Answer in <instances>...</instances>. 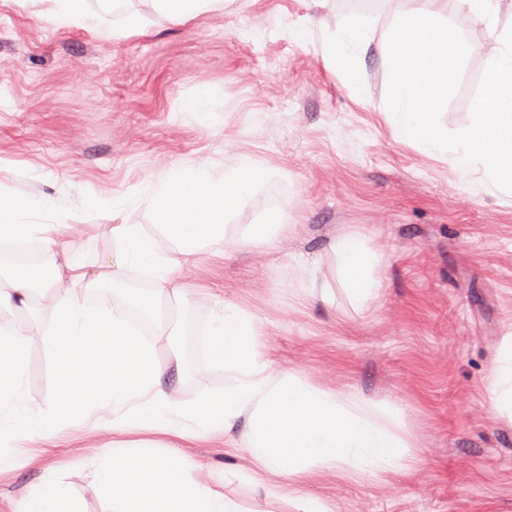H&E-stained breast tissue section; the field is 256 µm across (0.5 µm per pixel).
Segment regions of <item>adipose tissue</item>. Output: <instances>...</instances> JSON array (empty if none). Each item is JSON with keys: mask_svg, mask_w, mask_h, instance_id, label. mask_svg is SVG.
Segmentation results:
<instances>
[{"mask_svg": "<svg viewBox=\"0 0 512 512\" xmlns=\"http://www.w3.org/2000/svg\"><path fill=\"white\" fill-rule=\"evenodd\" d=\"M56 27L82 26L93 15L88 0H21ZM148 13H128L107 37L119 40L141 30L148 16L184 23L224 8V0H144ZM365 38L362 22L350 19L329 48L333 63L355 88L362 76L353 53ZM270 175L248 156L215 168L186 162L157 179L150 198L154 224L170 241L159 252L140 225L116 224L118 248L111 260L95 267L72 261L75 241L65 217L35 221L42 203L24 186L0 194V240L38 242L48 277L27 266L0 274V316L10 315L0 329V415L12 434L37 428L51 436L75 421L108 414L127 432L184 429L220 435L228 448L242 449L256 471L285 476L302 512H333L311 489L317 476L400 475L409 470L410 444L402 422L377 403L330 388L291 372L268 370L267 341L261 322L231 305L218 309L208 327V354L221 366L229 384L219 397L193 402L173 398L170 375H183L181 358L160 365L158 344L177 335L178 325L162 311L163 303L181 299L186 286L176 277L186 264L205 253L226 254L244 246L275 248L295 227L278 211L262 223L238 232L230 216ZM341 284L359 310L374 308L383 293L376 273L380 257L359 233H344L330 245ZM150 273L151 286L133 305L102 299L86 308L75 289L91 290L103 281L122 282ZM49 290L55 302L54 329L46 339L50 359L61 382L53 399L41 403L22 394L30 336L34 323L27 313L33 296ZM488 390L495 411L512 420V336L498 351ZM92 482L112 500V512H237L232 501L189 478L176 455H157L145 444H114L93 465Z\"/></svg>", "mask_w": 512, "mask_h": 512, "instance_id": "obj_1", "label": "adipose tissue"}]
</instances>
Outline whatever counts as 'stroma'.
Returning <instances> with one entry per match:
<instances>
[{
	"mask_svg": "<svg viewBox=\"0 0 512 512\" xmlns=\"http://www.w3.org/2000/svg\"><path fill=\"white\" fill-rule=\"evenodd\" d=\"M406 0H228L223 12L174 25L153 20L121 40L102 36L121 13L57 29L0 0V192L25 185L69 214L73 257L99 264L116 249L111 227L138 224L159 249L170 243L152 221L158 175L182 161L220 167L240 155L270 177L231 223L256 224L273 209L297 224L276 254L251 246L202 256L179 279L189 288L184 322L208 325L216 303L259 319L271 372L290 371L400 410L412 469L388 482L313 486L336 512H512V423L497 416L487 385L504 336L512 335V196L480 175L459 173L451 154L402 141L387 105L381 48ZM364 22L370 45L356 64L358 94L325 47L346 18ZM440 20L474 50L440 124L467 125L483 72L512 27L501 14L474 25L448 6ZM207 86L204 112L185 119L180 102ZM358 232L386 257L376 308L356 311L325 259L331 240ZM334 284L329 300L300 288L310 275ZM25 394L41 402L57 374L43 334L50 298L33 301ZM111 421L74 425L45 438L0 435L12 467L0 473V512H19L42 483L62 485L83 512H112L89 477L113 442L132 441ZM161 454L231 499L238 512H301L286 477L253 483L242 450L220 436L148 433Z\"/></svg>",
	"mask_w": 512,
	"mask_h": 512,
	"instance_id": "35a3bbf8",
	"label": "stroma"
}]
</instances>
